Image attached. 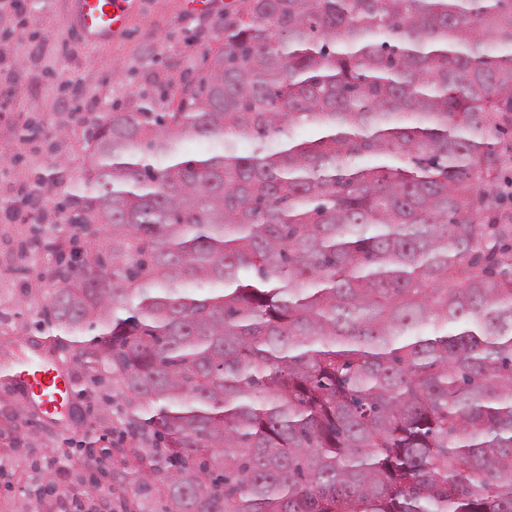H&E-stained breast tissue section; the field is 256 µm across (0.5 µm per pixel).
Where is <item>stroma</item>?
<instances>
[{
  "mask_svg": "<svg viewBox=\"0 0 512 512\" xmlns=\"http://www.w3.org/2000/svg\"><path fill=\"white\" fill-rule=\"evenodd\" d=\"M73 6L74 0H27L29 15L40 25L36 32L19 27L13 11L0 10V58L17 66L10 84L15 113L0 116V200L15 199L16 186L48 171L56 154L66 158L67 174L63 182L42 187V205L54 206L79 186L89 159L69 98L58 90L60 81L80 80L85 97L107 106L118 101L134 109L148 101L166 107L202 71L205 51L217 47L224 18L238 0H215L205 10L193 9L190 0H140L123 36L104 45L75 35ZM18 116L39 117L55 131L54 150L42 141L22 142L14 123ZM29 234V225L0 220V369L35 357L83 388L88 379L82 371L40 347L46 333L37 312L49 285L34 275L39 253H30L27 272L10 265L12 248ZM114 404L123 406V398L115 397ZM114 410L75 419L49 415L37 397L0 376V512H69L75 499L94 503L97 512H113L106 489L79 477L87 466L81 442L111 434ZM15 418L27 421V431L11 429Z\"/></svg>",
  "mask_w": 512,
  "mask_h": 512,
  "instance_id": "1",
  "label": "stroma"
}]
</instances>
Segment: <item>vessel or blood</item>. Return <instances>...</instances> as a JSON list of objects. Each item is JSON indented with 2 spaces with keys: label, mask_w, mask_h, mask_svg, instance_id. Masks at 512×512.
Wrapping results in <instances>:
<instances>
[{
  "label": "vessel or blood",
  "mask_w": 512,
  "mask_h": 512,
  "mask_svg": "<svg viewBox=\"0 0 512 512\" xmlns=\"http://www.w3.org/2000/svg\"><path fill=\"white\" fill-rule=\"evenodd\" d=\"M138 6L139 0H75L73 23L85 41L103 44L124 34ZM11 378L28 385L44 406L56 405L58 378L50 368L39 364L16 365Z\"/></svg>",
  "instance_id": "obj_1"
}]
</instances>
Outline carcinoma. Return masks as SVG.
<instances>
[{"label": "carcinoma", "instance_id": "1", "mask_svg": "<svg viewBox=\"0 0 512 512\" xmlns=\"http://www.w3.org/2000/svg\"><path fill=\"white\" fill-rule=\"evenodd\" d=\"M205 62L162 112L99 113L85 192L17 250L47 256L53 348L119 385L139 490L512 512V221L482 218L512 0H240Z\"/></svg>", "mask_w": 512, "mask_h": 512}]
</instances>
